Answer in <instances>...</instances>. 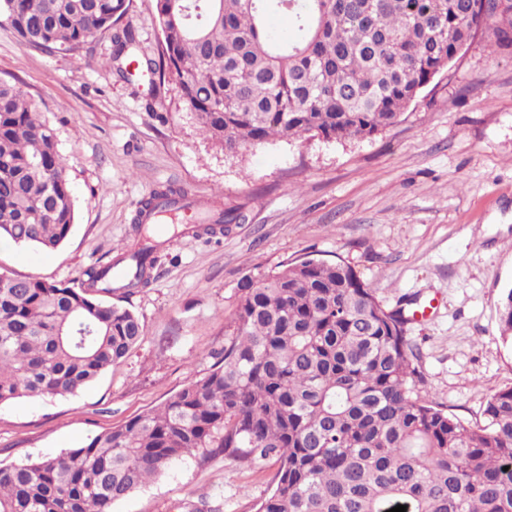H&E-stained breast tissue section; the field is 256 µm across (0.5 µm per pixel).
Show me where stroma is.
I'll use <instances>...</instances> for the list:
<instances>
[{
  "mask_svg": "<svg viewBox=\"0 0 512 512\" xmlns=\"http://www.w3.org/2000/svg\"><path fill=\"white\" fill-rule=\"evenodd\" d=\"M155 5L129 0L121 20L137 33L135 55L154 59L163 43ZM111 54L107 32L49 55L0 25V79L30 94L54 129L75 208L59 249L0 248V267L78 281L136 246L140 202L169 185L244 219L214 238H165L149 285L112 294L145 336L94 384L0 404L1 466L84 447L204 376L224 353L246 280L305 256L343 258L386 309L432 305L427 320L405 326L420 391L466 423L484 422L489 397L512 387V346L498 322L512 286V50L470 41L375 136L275 139L233 157L202 135L174 85L150 96L141 72L127 81L105 68ZM276 469L271 458L201 468L186 457L112 512H183L202 496L220 512H255Z\"/></svg>",
  "mask_w": 512,
  "mask_h": 512,
  "instance_id": "obj_1",
  "label": "stroma"
}]
</instances>
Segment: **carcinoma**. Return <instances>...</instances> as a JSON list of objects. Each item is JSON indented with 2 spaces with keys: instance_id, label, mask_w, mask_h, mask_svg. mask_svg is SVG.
<instances>
[{
  "instance_id": "obj_1",
  "label": "carcinoma",
  "mask_w": 512,
  "mask_h": 512,
  "mask_svg": "<svg viewBox=\"0 0 512 512\" xmlns=\"http://www.w3.org/2000/svg\"><path fill=\"white\" fill-rule=\"evenodd\" d=\"M128 0H0L20 44L75 52L111 33L113 65L158 76L228 154L275 137L362 139L395 125L482 29L512 48V0H156L158 59H131ZM295 17V34L268 24ZM168 186L142 201L139 248L92 265L79 284L0 270V404L74 394L120 363L145 328L102 297L150 283L157 241L145 221L186 207ZM236 208L203 218L226 230ZM75 220L53 129L0 79V238L57 250ZM512 343V287L498 306ZM346 261L303 258L240 288L224 357L160 407L56 456L0 466V512H112L192 457H274L257 512H512V387L472 426L421 395L404 332ZM508 470H503V467Z\"/></svg>"
}]
</instances>
